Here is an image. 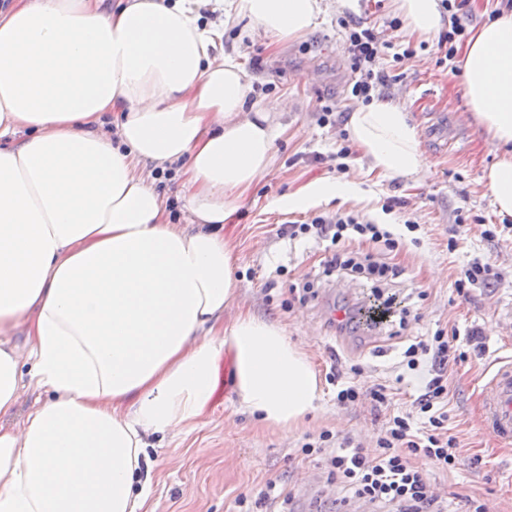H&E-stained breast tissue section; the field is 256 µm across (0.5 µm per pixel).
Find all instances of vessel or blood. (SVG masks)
<instances>
[{"mask_svg": "<svg viewBox=\"0 0 512 512\" xmlns=\"http://www.w3.org/2000/svg\"><path fill=\"white\" fill-rule=\"evenodd\" d=\"M481 426L495 441L512 444V360L499 361L481 392Z\"/></svg>", "mask_w": 512, "mask_h": 512, "instance_id": "1", "label": "vessel or blood"}]
</instances>
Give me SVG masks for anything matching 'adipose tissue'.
Returning <instances> with one entry per match:
<instances>
[{
	"label": "adipose tissue",
	"mask_w": 512,
	"mask_h": 512,
	"mask_svg": "<svg viewBox=\"0 0 512 512\" xmlns=\"http://www.w3.org/2000/svg\"><path fill=\"white\" fill-rule=\"evenodd\" d=\"M210 0H10L0 10V512H138L152 439L211 406L228 361L241 406L293 428L313 410L309 358L276 323H225L236 295L224 227L276 163L275 104L253 88ZM225 20L285 42L323 0H223ZM401 37L445 25L440 0H392ZM471 116L498 148L483 180L512 216V10L460 52ZM345 129L369 170H430L400 104L373 98ZM177 167L192 228L145 163ZM46 391L25 419L23 388ZM214 4L212 3L205 11H209L210 13H214L213 16L204 15L205 19L211 23H214L220 29L224 28V49L226 51H231L233 48L237 47L239 44L238 33L242 29L248 26V19L239 17L237 20H234L232 23L224 26V13L222 10L217 9L215 11L212 10ZM238 31L236 32V30Z\"/></svg>",
	"instance_id": "adipose-tissue-1"
}]
</instances>
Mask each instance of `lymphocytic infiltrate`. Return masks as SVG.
<instances>
[{
  "label": "lymphocytic infiltrate",
  "instance_id": "lymphocytic-infiltrate-1",
  "mask_svg": "<svg viewBox=\"0 0 512 512\" xmlns=\"http://www.w3.org/2000/svg\"><path fill=\"white\" fill-rule=\"evenodd\" d=\"M341 26L353 73L350 93L363 102H371L388 82L383 61H398L402 55L377 29L357 19L342 20ZM287 233L292 238L311 236L326 241L324 274L366 272L385 278L398 272L396 266L375 261L371 254L351 248L355 237L382 244L388 253L398 246L393 232L365 215L345 212L331 218L318 217L308 224L289 225ZM453 352L452 340L441 330L432 340H421L407 348L408 367L417 366L419 355L428 354L438 369L414 401L412 410L389 415L375 452H365L348 436L342 437L339 446H332L333 435L328 431L301 445L303 458L319 456L329 481L344 490L341 506L361 502L376 512H447L446 502L434 493L427 473L415 467L413 461L426 459L433 470L442 473L459 465L456 441L446 427L448 380L443 372Z\"/></svg>",
  "mask_w": 512,
  "mask_h": 512
}]
</instances>
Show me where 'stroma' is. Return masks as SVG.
<instances>
[{"mask_svg":"<svg viewBox=\"0 0 512 512\" xmlns=\"http://www.w3.org/2000/svg\"><path fill=\"white\" fill-rule=\"evenodd\" d=\"M302 39L269 48L258 36L239 41L248 25L240 18L225 23L222 10L210 21L224 30V48L243 50L241 63L262 99L261 84L276 85L274 98L288 106L277 117L285 126L276 144L278 162L243 200L225 235L235 254L237 300L224 314L232 321L243 310L284 328L289 340L310 359L319 381L315 410L289 430L258 424L243 412L236 396L220 388L210 412L195 427L167 436L149 449L150 493L142 512H266L261 491L275 483L290 498L292 512H318L341 491L329 484L321 464L302 459L306 437L328 430L352 436L374 450L385 413L369 401L336 403V386L328 376L365 388L387 386L391 407L407 410L433 374L429 357L408 367L409 345L436 330L457 331L464 363L449 364L448 432L460 448L459 469L431 473L436 492L452 512H466L469 498L488 500L495 512H512V451L498 445L480 426L479 393L495 363L512 358V231L505 229L482 184L484 169L496 148L467 113L456 61L441 60L436 39L410 41V59L385 60L392 79L390 97L404 103L416 125L431 170L423 180L385 179L360 163L358 151L345 160L339 127L320 126L321 102L336 103L347 120L356 100L348 93L352 74L334 0ZM354 182L355 197L321 201L307 208L291 199L311 183ZM362 212L390 225L399 247L388 256L400 277L381 281L368 274L322 276L324 242L289 240L282 225L304 224L316 216ZM416 230H408L406 221ZM457 239L449 249V239ZM486 263L501 283L457 292L455 281L472 262ZM320 278L316 298L299 301L295 286ZM391 300L394 309L412 316L397 334L378 337L375 348L363 347L357 331L338 326L334 311L359 309Z\"/></svg>","mask_w":512,"mask_h":512,"instance_id":"35a3bbf8","label":"stroma"}]
</instances>
